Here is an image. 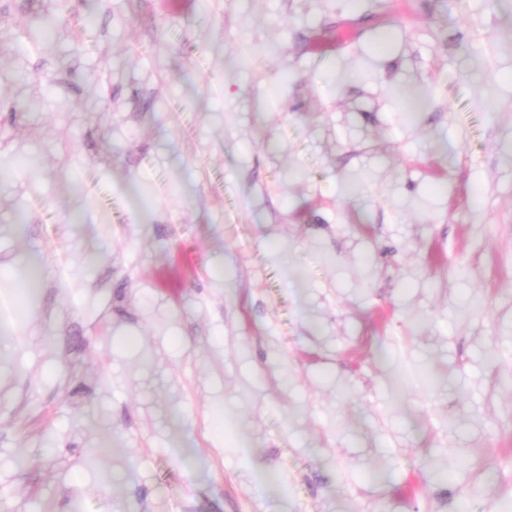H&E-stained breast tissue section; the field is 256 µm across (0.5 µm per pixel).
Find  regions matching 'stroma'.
Returning <instances> with one entry per match:
<instances>
[{"instance_id": "35a3bbf8", "label": "stroma", "mask_w": 512, "mask_h": 512, "mask_svg": "<svg viewBox=\"0 0 512 512\" xmlns=\"http://www.w3.org/2000/svg\"><path fill=\"white\" fill-rule=\"evenodd\" d=\"M0 512L512 501V0H0Z\"/></svg>"}]
</instances>
